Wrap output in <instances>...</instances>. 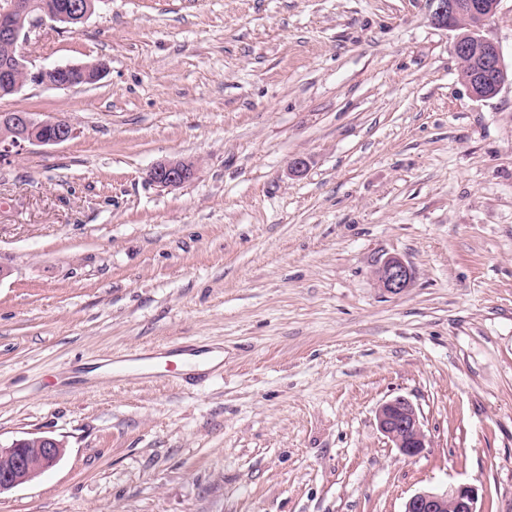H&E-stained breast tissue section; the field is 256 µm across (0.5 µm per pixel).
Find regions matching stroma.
<instances>
[{"label": "stroma", "instance_id": "35a3bbf8", "mask_svg": "<svg viewBox=\"0 0 512 512\" xmlns=\"http://www.w3.org/2000/svg\"><path fill=\"white\" fill-rule=\"evenodd\" d=\"M432 10L102 0L32 34L31 68L109 70L0 99L76 129L0 162V444H66L0 512H402L456 483L512 512V83L474 100ZM174 344L220 374L104 370ZM398 396L414 458L377 426ZM193 176V165L181 159H165L154 164L147 173L153 185L167 190L181 187ZM378 287L390 294H400L410 287L413 279L411 267L398 256L387 257L377 268ZM376 420L380 432L401 456L413 458L428 448L418 410L408 398L398 396L382 403L376 410Z\"/></svg>", "mask_w": 512, "mask_h": 512}]
</instances>
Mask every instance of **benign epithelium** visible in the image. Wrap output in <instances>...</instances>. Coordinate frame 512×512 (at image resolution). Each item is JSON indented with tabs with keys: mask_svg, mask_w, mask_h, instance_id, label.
<instances>
[{
	"mask_svg": "<svg viewBox=\"0 0 512 512\" xmlns=\"http://www.w3.org/2000/svg\"><path fill=\"white\" fill-rule=\"evenodd\" d=\"M431 23L454 33L453 52L464 72L463 83L470 96L483 101L497 95L512 74V64L505 62L498 44L487 39L483 30L496 14L500 0H435ZM90 0H71L59 9L32 11L28 0H0V41L10 42L17 52L0 61V98L18 93L28 84L67 89L68 83L55 80L70 70L93 73L98 80L107 63H74L31 69L24 46L30 35L46 21L83 23L93 14ZM75 136L74 126L52 117L40 120L31 112L0 113V161L17 155L29 145H59ZM193 176V165L181 159H165L154 164L147 173L153 185L167 190L181 187ZM378 287L399 294L410 287L411 267L398 256L387 257L377 268ZM377 426L398 453L413 458L428 445L416 406L408 398L395 397L376 410ZM65 444L52 437H39L0 445V494L9 491L54 467L61 459ZM477 489L459 484L444 492L420 491L405 503L404 512H479Z\"/></svg>",
	"mask_w": 512,
	"mask_h": 512,
	"instance_id": "7a95c632",
	"label": "benign epithelium"
}]
</instances>
